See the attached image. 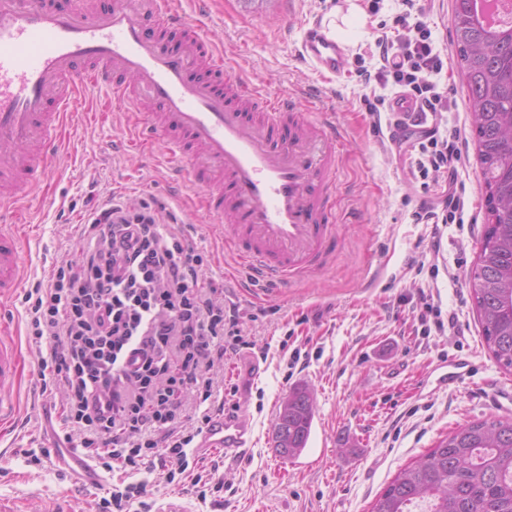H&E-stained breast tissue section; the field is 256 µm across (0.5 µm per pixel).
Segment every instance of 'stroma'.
Masks as SVG:
<instances>
[{"instance_id":"35a3bbf8","label":"stroma","mask_w":512,"mask_h":512,"mask_svg":"<svg viewBox=\"0 0 512 512\" xmlns=\"http://www.w3.org/2000/svg\"><path fill=\"white\" fill-rule=\"evenodd\" d=\"M423 3L435 46L450 61L440 81L461 86L452 0ZM367 6L368 0H210L203 21L204 38L223 47L243 81L273 93L316 90L309 109L334 113L345 142L336 250L323 269L287 289L254 278L225 254L223 216L198 210L197 194L165 144L133 145L131 111L111 104L102 89L84 91L32 192L20 242L23 281L13 300L0 302V341L19 357V375L4 393L12 416L0 422V502L11 512H100L101 490L72 484L53 465L26 462V451L59 437L61 400L41 390L24 296L44 270L75 256L73 224L112 193L134 205L154 197L175 207L189 244L205 257V279L223 285L224 301L239 308L245 332L270 344L267 358L245 350L224 366L227 401L252 426L246 456L221 461L216 478L224 486L203 501L190 483H149L152 512L175 504L187 512H370L401 468L458 427L512 418V370L489 353L468 286L485 230L471 102L458 98L447 119L466 141L459 179L476 221L441 225L435 249L430 226L412 219L426 194L409 160L374 132L363 105L367 96L394 97V89L365 83L357 63L335 76L300 55L303 31L317 16L343 18L341 40L355 54L400 10L399 0H381L375 15ZM413 253L424 255L423 272L408 268ZM424 289L443 312L457 313L462 334L420 339L411 311ZM457 364L464 367L461 382H445ZM297 385L313 393L312 434L300 455L283 458L271 446L272 426L280 401Z\"/></svg>"}]
</instances>
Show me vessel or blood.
Masks as SVG:
<instances>
[{
    "mask_svg": "<svg viewBox=\"0 0 512 512\" xmlns=\"http://www.w3.org/2000/svg\"><path fill=\"white\" fill-rule=\"evenodd\" d=\"M180 0H0V219L23 216L54 155L68 113L87 85L106 87L124 108L150 105L149 127L170 155L188 163L203 205L224 215V248L258 278L288 286L324 267L336 248L340 138L331 113L313 118L292 94L268 100L244 83L224 53L201 35ZM301 55L337 75L349 51L322 24L308 28ZM14 228H0V299L19 288ZM16 358L0 345V391ZM239 410L213 415L197 456L234 459L251 445ZM63 474L84 486L104 475L78 449L59 448Z\"/></svg>",
    "mask_w": 512,
    "mask_h": 512,
    "instance_id": "obj_1",
    "label": "vessel or blood"
}]
</instances>
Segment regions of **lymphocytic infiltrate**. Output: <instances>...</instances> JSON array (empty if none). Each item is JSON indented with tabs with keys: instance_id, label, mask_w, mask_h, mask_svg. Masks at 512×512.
Wrapping results in <instances>:
<instances>
[{
	"instance_id": "f902f5d3",
	"label": "lymphocytic infiltrate",
	"mask_w": 512,
	"mask_h": 512,
	"mask_svg": "<svg viewBox=\"0 0 512 512\" xmlns=\"http://www.w3.org/2000/svg\"><path fill=\"white\" fill-rule=\"evenodd\" d=\"M401 5L392 25L374 31L368 54L377 84L398 89L411 108L392 111L382 96L365 108L383 118L389 143L419 179L437 186L414 210L415 223L462 224L465 144L443 122L457 101L439 81L448 61L432 46L424 5ZM78 236L79 257L25 295L41 387L63 393V440L104 472L120 471L100 501L104 512H151L146 467L168 484L192 476L206 497L211 481L195 471L194 442L216 409V365L257 342L238 308L225 307L223 288L203 279L204 257L166 202L108 197Z\"/></svg>"
}]
</instances>
